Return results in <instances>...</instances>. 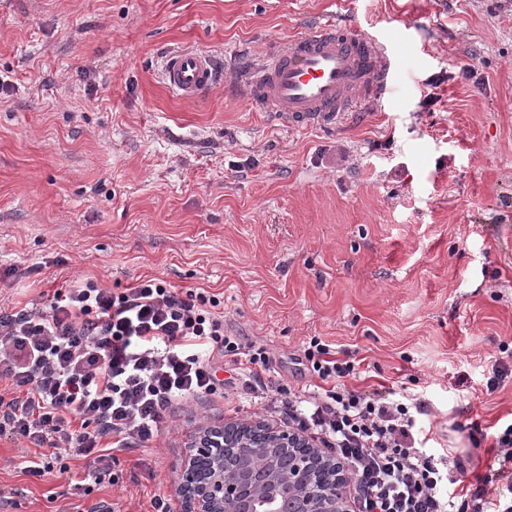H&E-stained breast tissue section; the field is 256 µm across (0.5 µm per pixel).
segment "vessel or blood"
Listing matches in <instances>:
<instances>
[{
    "label": "vessel or blood",
    "instance_id": "b4317fda",
    "mask_svg": "<svg viewBox=\"0 0 512 512\" xmlns=\"http://www.w3.org/2000/svg\"><path fill=\"white\" fill-rule=\"evenodd\" d=\"M392 77L385 50L371 34L327 21L252 62L237 80L257 108L304 128L355 111L359 99L380 98ZM218 79L209 54L177 50L166 58L165 80L181 96H199Z\"/></svg>",
    "mask_w": 512,
    "mask_h": 512
}]
</instances>
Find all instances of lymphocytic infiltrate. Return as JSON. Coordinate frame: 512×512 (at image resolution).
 Here are the masks:
<instances>
[{
	"label": "lymphocytic infiltrate",
	"mask_w": 512,
	"mask_h": 512,
	"mask_svg": "<svg viewBox=\"0 0 512 512\" xmlns=\"http://www.w3.org/2000/svg\"><path fill=\"white\" fill-rule=\"evenodd\" d=\"M216 296L179 291L153 277L120 293L86 280L55 291L48 307L0 306V379L22 394L0 401V436L73 448L103 484L114 452L151 440L175 398L214 391L218 360L247 365L252 388L272 360L242 345L214 313ZM329 388L308 396L279 388L289 422L313 431L347 467L355 512H512V424L473 486L458 487L460 458L425 448L415 406L346 387L354 361L311 339L297 360Z\"/></svg>",
	"instance_id": "lymphocytic-infiltrate-1"
}]
</instances>
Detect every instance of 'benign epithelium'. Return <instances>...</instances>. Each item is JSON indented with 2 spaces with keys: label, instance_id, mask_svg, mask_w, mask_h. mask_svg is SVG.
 <instances>
[{
  "label": "benign epithelium",
  "instance_id": "benign-epithelium-1",
  "mask_svg": "<svg viewBox=\"0 0 512 512\" xmlns=\"http://www.w3.org/2000/svg\"><path fill=\"white\" fill-rule=\"evenodd\" d=\"M245 429L237 423L214 424L192 436L177 485L181 512H256L259 499L267 505L263 512H279L288 498L294 512H347L348 478L290 429L269 432V443H231L245 462L229 473L224 437L240 436Z\"/></svg>",
  "mask_w": 512,
  "mask_h": 512
}]
</instances>
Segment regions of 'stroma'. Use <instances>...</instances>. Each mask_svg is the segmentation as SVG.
Here are the masks:
<instances>
[{
  "label": "stroma",
  "instance_id": "1",
  "mask_svg": "<svg viewBox=\"0 0 512 512\" xmlns=\"http://www.w3.org/2000/svg\"><path fill=\"white\" fill-rule=\"evenodd\" d=\"M328 18L384 44L382 101L294 130L234 89ZM186 48L222 69L195 98L162 74ZM146 277L216 295L225 329L273 356L268 393L313 384L292 360L319 338L359 361L347 388L427 402L434 448L485 473L512 423V379L486 389L512 346V0H0V305ZM217 377L89 493L75 449L33 477L36 446L0 437V512H179L195 433L287 424Z\"/></svg>",
  "mask_w": 512,
  "mask_h": 512
}]
</instances>
